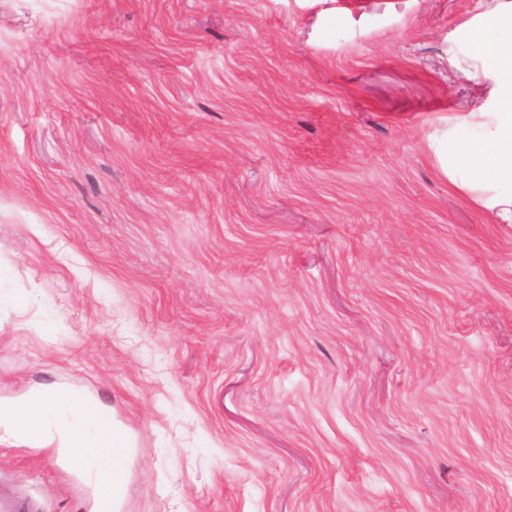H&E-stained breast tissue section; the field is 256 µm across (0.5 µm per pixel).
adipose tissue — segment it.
<instances>
[{"label":"adipose tissue","mask_w":512,"mask_h":512,"mask_svg":"<svg viewBox=\"0 0 512 512\" xmlns=\"http://www.w3.org/2000/svg\"><path fill=\"white\" fill-rule=\"evenodd\" d=\"M481 74L492 80L484 109L464 114L457 131L433 128L428 146L451 187L495 222L512 224V0H498L470 29ZM0 429L33 443H57L97 471L101 500L118 499L125 488L129 448L125 433L102 407L71 388L48 389L0 403Z\"/></svg>","instance_id":"ef3b65f1"}]
</instances>
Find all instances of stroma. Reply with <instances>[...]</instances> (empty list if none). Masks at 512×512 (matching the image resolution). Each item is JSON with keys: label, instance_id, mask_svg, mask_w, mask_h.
Returning a JSON list of instances; mask_svg holds the SVG:
<instances>
[{"label": "stroma", "instance_id": "1", "mask_svg": "<svg viewBox=\"0 0 512 512\" xmlns=\"http://www.w3.org/2000/svg\"><path fill=\"white\" fill-rule=\"evenodd\" d=\"M478 4L0 0V402L107 406L118 512H512V225L427 145Z\"/></svg>", "mask_w": 512, "mask_h": 512}]
</instances>
